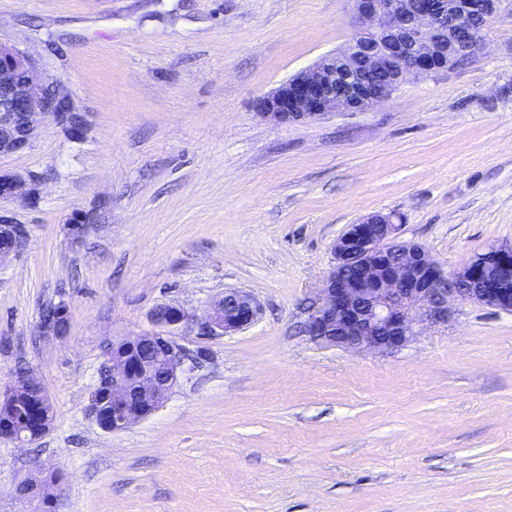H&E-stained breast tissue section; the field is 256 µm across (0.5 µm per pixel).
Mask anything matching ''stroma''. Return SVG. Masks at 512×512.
Here are the masks:
<instances>
[{
	"label": "stroma",
	"mask_w": 512,
	"mask_h": 512,
	"mask_svg": "<svg viewBox=\"0 0 512 512\" xmlns=\"http://www.w3.org/2000/svg\"><path fill=\"white\" fill-rule=\"evenodd\" d=\"M360 30L351 0H0V40L89 120L0 157L42 177L0 204L28 232L0 268V388L26 369L55 412L36 444L0 439V512H29L15 487L37 464L66 474L51 512H512V312L455 301L388 353L304 331L365 214L400 216L448 274L512 243V0L478 56L370 111L257 114ZM232 289L260 317L181 337L208 359L163 407L114 434L88 419L106 341ZM59 301L70 330L43 337Z\"/></svg>",
	"instance_id": "1"
}]
</instances>
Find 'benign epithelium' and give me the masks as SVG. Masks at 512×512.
Masks as SVG:
<instances>
[{"mask_svg":"<svg viewBox=\"0 0 512 512\" xmlns=\"http://www.w3.org/2000/svg\"><path fill=\"white\" fill-rule=\"evenodd\" d=\"M364 31L344 48L327 54L257 101L259 115L276 124L317 121L333 112H365L386 102L409 77L448 70L458 54L481 49V36L465 32L473 17L492 19L501 0H351ZM78 140L88 125L58 83L44 79L37 64L18 48L0 42V156L27 149L47 119ZM40 177L0 172V201L25 202L38 192ZM399 218L368 214L333 245L331 265L309 310L311 340L351 352H391L405 346L422 319H448L452 300L512 312V288L486 286V260L512 269V244L489 247L447 276L416 241L400 237ZM16 223L0 216V267L16 255ZM261 305L250 293L230 290L215 297L203 314L175 302L153 308L154 330L107 343L102 371L85 411L103 431L121 432L148 418L168 400L179 380L192 378L205 350L190 354L175 333L194 328L201 336H227L253 324ZM69 312L59 302L39 323V333L57 338L69 331ZM54 422L51 399L35 378L16 377L0 393V438L31 445ZM64 474L39 465L19 483L18 496L49 505Z\"/></svg>","mask_w":512,"mask_h":512,"instance_id":"benign-epithelium-1","label":"benign epithelium"}]
</instances>
